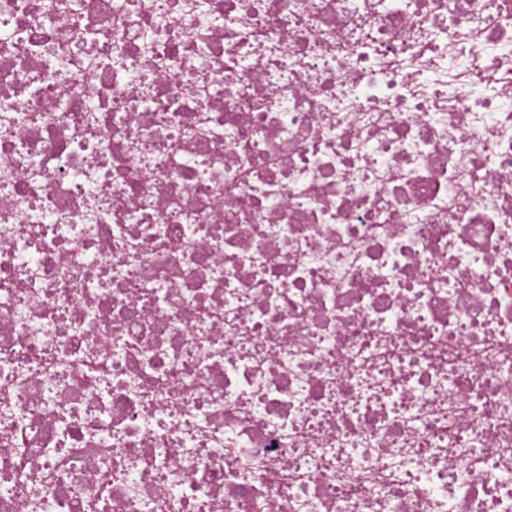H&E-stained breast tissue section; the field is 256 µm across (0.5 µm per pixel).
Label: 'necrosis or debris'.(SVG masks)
I'll return each instance as SVG.
<instances>
[{"mask_svg":"<svg viewBox=\"0 0 512 512\" xmlns=\"http://www.w3.org/2000/svg\"><path fill=\"white\" fill-rule=\"evenodd\" d=\"M0 512H512V0H0Z\"/></svg>","mask_w":512,"mask_h":512,"instance_id":"4bbe7bcc","label":"necrosis or debris"}]
</instances>
